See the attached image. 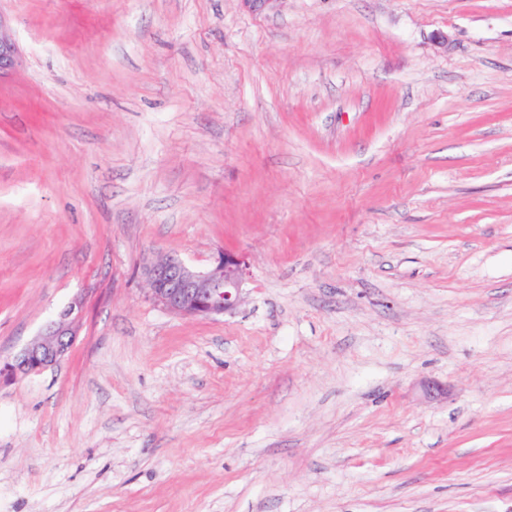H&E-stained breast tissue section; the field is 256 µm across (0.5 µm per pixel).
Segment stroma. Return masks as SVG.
<instances>
[{
    "mask_svg": "<svg viewBox=\"0 0 512 512\" xmlns=\"http://www.w3.org/2000/svg\"><path fill=\"white\" fill-rule=\"evenodd\" d=\"M0 15V360L83 303L0 512H512V0ZM227 249L233 313L150 299ZM17 61V48L10 29L0 15V78L14 67Z\"/></svg>",
    "mask_w": 512,
    "mask_h": 512,
    "instance_id": "1",
    "label": "stroma"
}]
</instances>
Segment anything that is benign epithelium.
<instances>
[{"mask_svg":"<svg viewBox=\"0 0 512 512\" xmlns=\"http://www.w3.org/2000/svg\"><path fill=\"white\" fill-rule=\"evenodd\" d=\"M16 61L14 39L0 18V75L12 69ZM142 274L151 298L158 304L175 314L208 317L237 309L247 267L238 252L226 249L217 263L207 269L196 268L173 255H163L145 263ZM81 311V301L70 303L17 354L0 362V381L39 374L64 358L78 336Z\"/></svg>","mask_w":512,"mask_h":512,"instance_id":"7a95c632","label":"benign epithelium"}]
</instances>
